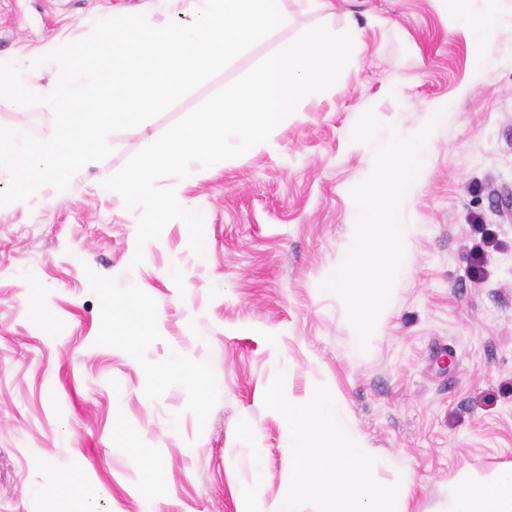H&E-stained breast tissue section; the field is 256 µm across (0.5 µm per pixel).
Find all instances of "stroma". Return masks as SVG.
<instances>
[{
	"mask_svg": "<svg viewBox=\"0 0 512 512\" xmlns=\"http://www.w3.org/2000/svg\"><path fill=\"white\" fill-rule=\"evenodd\" d=\"M326 12L283 0L272 32L167 111L108 137L105 160L0 212V512H274L291 474L284 418L263 394L285 374L292 403L332 387L373 448L378 483H407L403 512H438L458 476L494 480L512 468V25L475 46L455 0H331ZM164 0H0V58L39 57L94 23ZM324 25L357 31L338 81L299 102L255 151L185 188L204 217L205 254L168 223L132 266L139 210L105 179L148 142L250 71L281 41ZM481 53L484 70L471 58ZM448 121L400 214L414 258L362 356L344 303L318 280L347 245L349 189L391 130L419 131L434 106ZM370 123L364 143L350 132ZM0 126L43 138L46 105L0 109ZM488 225L483 280L468 275ZM55 314L39 324L29 283ZM146 305L154 333L140 348L114 336L109 297ZM204 366L206 397L161 367L173 355ZM137 448L163 481L148 487ZM83 473L61 493L55 474Z\"/></svg>",
	"mask_w": 512,
	"mask_h": 512,
	"instance_id": "1",
	"label": "stroma"
}]
</instances>
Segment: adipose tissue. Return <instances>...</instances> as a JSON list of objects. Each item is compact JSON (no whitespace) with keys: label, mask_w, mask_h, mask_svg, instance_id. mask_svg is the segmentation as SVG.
<instances>
[{"label":"adipose tissue","mask_w":512,"mask_h":512,"mask_svg":"<svg viewBox=\"0 0 512 512\" xmlns=\"http://www.w3.org/2000/svg\"><path fill=\"white\" fill-rule=\"evenodd\" d=\"M495 0H457L458 12L466 23L475 45L491 40L497 29L512 22V16L499 12ZM443 512H512V469L490 484L460 482L448 490Z\"/></svg>","instance_id":"ef3b65f1"}]
</instances>
